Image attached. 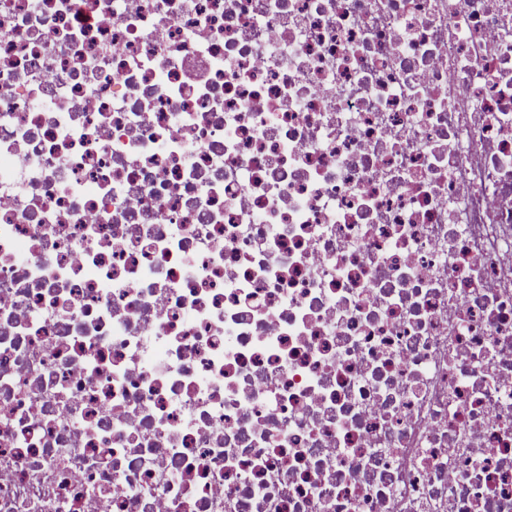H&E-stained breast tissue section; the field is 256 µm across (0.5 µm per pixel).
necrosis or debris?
Listing matches in <instances>:
<instances>
[{"label": "necrosis or debris", "instance_id": "necrosis-or-debris-1", "mask_svg": "<svg viewBox=\"0 0 512 512\" xmlns=\"http://www.w3.org/2000/svg\"><path fill=\"white\" fill-rule=\"evenodd\" d=\"M0 512H512V0H0Z\"/></svg>", "mask_w": 512, "mask_h": 512}]
</instances>
